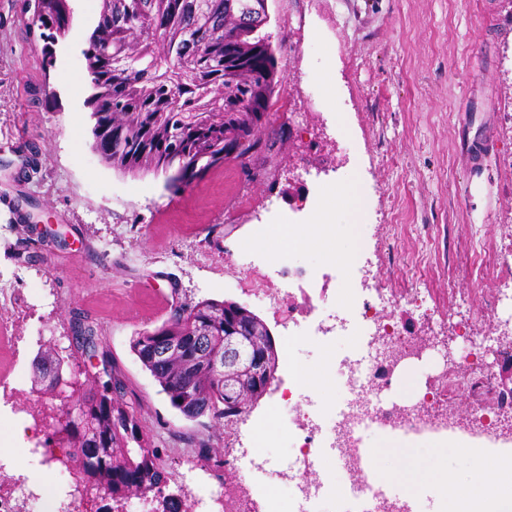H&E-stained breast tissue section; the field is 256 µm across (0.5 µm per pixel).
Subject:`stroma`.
I'll use <instances>...</instances> for the list:
<instances>
[{"label":"stroma","mask_w":512,"mask_h":512,"mask_svg":"<svg viewBox=\"0 0 512 512\" xmlns=\"http://www.w3.org/2000/svg\"><path fill=\"white\" fill-rule=\"evenodd\" d=\"M278 78L289 104L270 109L267 146L248 168L234 161L180 189L164 175L121 174L94 152L90 93L82 51L98 0H73L71 32L46 40L23 0H0V282L15 302L0 304L10 338H0V382L21 387L17 410L0 409V448L21 456L13 426L35 411L30 389L41 344L65 348L72 322L92 325L100 351L124 383L144 436L172 475L168 493L187 500L198 487L197 451L225 455L254 446V420L275 417L288 386L278 367L266 394L244 414L194 420L173 408L131 350L138 332L167 321L175 304L230 300L256 314L276 348L288 334L287 311L250 296L255 288L287 289L273 263L282 239L257 233L292 212L308 224L309 197L336 210L338 226L295 255L296 265L323 268L339 305L381 288L412 294L398 266L431 238L423 273L430 311L393 310L410 336L431 334L464 345L498 323L491 298L512 290V269L496 247H512V6L506 0H268ZM363 190L367 210L356 221L330 186ZM58 229L63 242H52ZM365 252L358 272L337 279L327 254ZM325 344L295 340L308 365L323 355L359 353L353 337L332 333ZM21 337L13 345V337ZM413 397L440 393L438 416L497 394L474 373L472 389L444 391L445 371L423 349L401 363Z\"/></svg>","instance_id":"obj_1"}]
</instances>
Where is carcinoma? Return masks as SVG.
<instances>
[{"label":"carcinoma","instance_id":"1","mask_svg":"<svg viewBox=\"0 0 512 512\" xmlns=\"http://www.w3.org/2000/svg\"><path fill=\"white\" fill-rule=\"evenodd\" d=\"M242 0H100L96 25L83 51L91 93L93 129L102 130L93 148L121 173L155 174L178 165L192 179L224 164V126L247 131L279 94L275 54L245 39L235 55L226 51L224 22ZM71 0H36L32 24L64 36L73 24ZM136 148L125 164L114 158L107 137ZM188 314L137 333L131 349L179 412L194 405L198 415L228 417L224 374L209 367L210 353L224 351V301L186 303ZM210 339L209 351L194 347L159 362L153 343ZM79 352L65 356L42 345L35 364L34 403L46 395L59 401L53 430L67 449L77 482L102 502L118 506L149 499L153 512H180L165 493L171 477L159 463V449L143 442L137 412L125 399L124 384L106 353L101 371L81 382L70 367ZM244 408L263 396L248 376L235 379ZM82 425L70 426L71 412Z\"/></svg>","mask_w":512,"mask_h":512}]
</instances>
